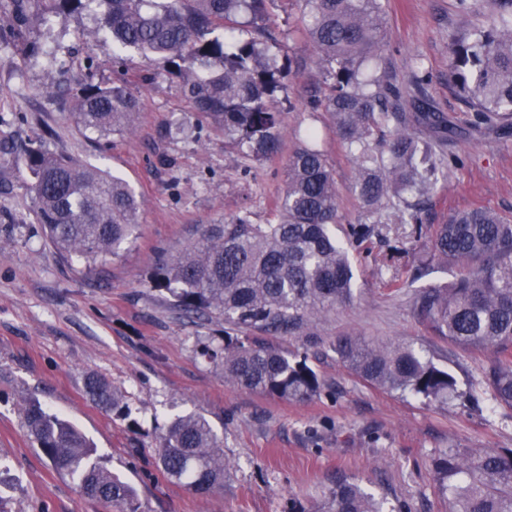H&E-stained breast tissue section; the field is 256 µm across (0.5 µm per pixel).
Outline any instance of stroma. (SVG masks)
Returning a JSON list of instances; mask_svg holds the SVG:
<instances>
[{
    "mask_svg": "<svg viewBox=\"0 0 512 512\" xmlns=\"http://www.w3.org/2000/svg\"><path fill=\"white\" fill-rule=\"evenodd\" d=\"M276 23L292 61L277 94L284 137L277 155L255 163L193 114L164 63L128 52L117 71L111 41L89 36L95 8L49 18L32 36L34 51L0 48V512H107L28 437L22 406L31 398L89 437L101 465L136 486L143 512H314L340 475L410 512H446L431 474L435 454L512 448V408L481 384L489 353L449 345L413 311L415 291L447 283L452 272L437 266L412 280L431 242H406L409 227L376 225L366 246L351 250V305L313 324L312 336L273 337L285 352L308 353L323 384L304 403L227 383L202 354L222 325L187 317L148 287L156 255L180 252L200 225L242 212L257 224L271 220L288 159L311 128L335 172L337 239L360 217L353 164L329 116L310 109L318 56L300 0H286ZM459 24L454 0H386L388 73L408 81L423 61L428 94L458 133L448 150L465 158L430 195L427 221L477 207L512 219V133H472L474 115L451 82L448 31ZM122 73L143 94L135 131L107 139L82 131L72 106L83 84L109 85ZM30 142L126 180L140 202L135 244L92 274L78 259L62 260L35 220L29 175L16 162V145ZM340 336L422 350L455 376L457 397L446 407L424 404L363 382L331 351ZM91 374L126 391L129 416L88 398ZM192 412L208 418L231 464L223 490L209 495L170 481L155 464L169 419Z\"/></svg>",
    "mask_w": 512,
    "mask_h": 512,
    "instance_id": "stroma-1",
    "label": "stroma"
}]
</instances>
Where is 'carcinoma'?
I'll use <instances>...</instances> for the list:
<instances>
[{
	"instance_id": "obj_1",
	"label": "carcinoma",
	"mask_w": 512,
	"mask_h": 512,
	"mask_svg": "<svg viewBox=\"0 0 512 512\" xmlns=\"http://www.w3.org/2000/svg\"><path fill=\"white\" fill-rule=\"evenodd\" d=\"M88 0H0V38L28 45L27 33L45 17L66 18ZM93 36L121 50L163 60L195 114L224 133L241 158L277 153L282 112L275 104L288 70L269 30L276 0H95ZM305 33L319 54L320 92L314 112L328 113L353 160L354 191L362 210L347 243L328 232L336 223V182L316 131L288 160L285 189L274 220L249 215L204 224L199 240L160 257L149 287L169 294L187 315L224 324L221 343L202 354L217 361L224 379L270 397L303 402L320 394L307 355L290 356L260 336H292L353 300L349 249L361 246L376 224H412L422 231L425 203L445 177L444 147L452 127L435 110L414 76L402 88L387 75L384 0H302ZM455 0L465 33L451 32V80L475 114V131L512 129V0ZM142 96L126 81L88 83L74 102L79 127L99 138L131 130ZM16 161L31 175L36 220L65 257L91 273L137 239L139 203L128 183L42 146L24 145ZM429 259L459 273L444 285L419 289L416 315L433 333L460 348L490 347L495 358L482 383L496 403L512 407V221L485 209L452 214L430 225ZM336 358L360 380L387 392L446 404L455 377L410 345L374 344L343 336ZM88 396L107 411H128L123 391L98 376ZM27 431L55 468L76 478L85 496L112 512H140L136 489L103 469L90 440L65 419L28 400ZM160 469L197 492L224 487L227 462L209 420L178 415L157 449ZM431 470L448 512H512V449L448 448ZM406 505L376 496L359 482L336 479L317 512H402Z\"/></svg>"
}]
</instances>
